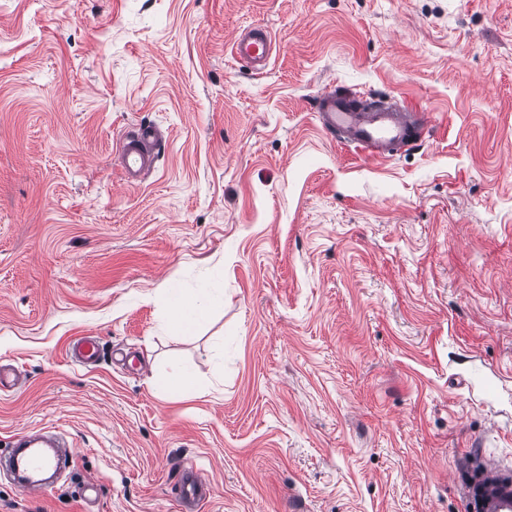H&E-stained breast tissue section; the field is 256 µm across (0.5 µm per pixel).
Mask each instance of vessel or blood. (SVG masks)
Wrapping results in <instances>:
<instances>
[{"mask_svg":"<svg viewBox=\"0 0 512 512\" xmlns=\"http://www.w3.org/2000/svg\"><path fill=\"white\" fill-rule=\"evenodd\" d=\"M235 58L255 70L264 69L273 51V39L263 27L241 33L233 46ZM321 126L340 142L357 151L387 157L412 148L418 141L417 128L426 127V114L406 112L389 101L357 99L328 90L316 102ZM164 139L152 124H138L119 143L118 161L128 184L142 183L156 165ZM69 356L78 363L89 364L99 357V344L84 336L70 344ZM57 435L20 433L10 440L12 471L29 469L51 471L59 468L60 459L54 449ZM177 500L186 508L204 499L209 491L206 481L193 467L180 468ZM484 512H512V486L489 487L485 494Z\"/></svg>","mask_w":512,"mask_h":512,"instance_id":"vessel-or-blood-1","label":"vessel or blood"}]
</instances>
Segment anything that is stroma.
<instances>
[{
  "mask_svg": "<svg viewBox=\"0 0 512 512\" xmlns=\"http://www.w3.org/2000/svg\"><path fill=\"white\" fill-rule=\"evenodd\" d=\"M329 87L430 121L366 156ZM142 121L165 148L130 186ZM0 364V449L75 451L0 512H181L185 464L196 512H469L467 473L512 472V0H0ZM180 367L201 391L155 385ZM235 58L255 70L266 67L273 51L271 33L264 27H255L241 33L233 46ZM164 139L157 127L139 123L119 143L118 161L129 185H139L155 170ZM217 299L218 297L210 291H202L199 295L176 294L173 298L175 321L179 325L195 322ZM68 355L78 363L89 364L99 357V344L91 336H84L69 345ZM177 501L181 509L196 504L207 496L206 481L193 466L181 467L177 479Z\"/></svg>",
  "mask_w": 512,
  "mask_h": 512,
  "instance_id": "35a3bbf8",
  "label": "stroma"
}]
</instances>
